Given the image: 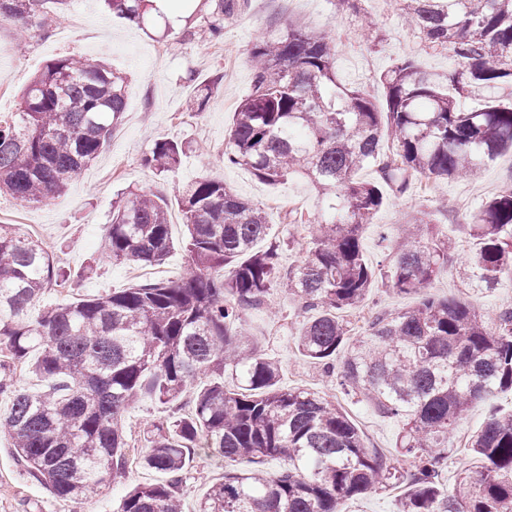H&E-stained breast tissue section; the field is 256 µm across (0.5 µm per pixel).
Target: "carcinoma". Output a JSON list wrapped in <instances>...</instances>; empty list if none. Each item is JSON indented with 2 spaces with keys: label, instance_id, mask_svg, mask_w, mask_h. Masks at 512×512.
<instances>
[{
  "label": "carcinoma",
  "instance_id": "1",
  "mask_svg": "<svg viewBox=\"0 0 512 512\" xmlns=\"http://www.w3.org/2000/svg\"><path fill=\"white\" fill-rule=\"evenodd\" d=\"M48 0H0V24L43 26ZM210 37L247 0H214ZM364 0H336L372 30ZM137 24L160 7L108 0ZM423 47L448 50L446 74L402 59L381 76L383 98L341 83L334 40L290 27L249 54L251 93L236 108L224 161L276 184L311 183L319 214L304 226L309 247L285 269L263 208L224 181L201 177L178 190L187 269L175 281L147 280L46 309L52 285L79 282L54 266L41 240L20 224H0V432L29 474L65 504H85L124 474L129 435L121 418L134 402L173 406L152 424L142 467L161 476L127 491L119 512H183L197 449L228 461L284 456L288 470L224 474L196 500L195 512H341V503L407 482L398 512H512V413L489 410L468 441L483 462L442 484L448 449L471 405L512 390V305L484 317L463 297L430 292L448 268L451 238L428 230L422 210L397 242L387 271L395 292L415 307L379 315L360 336L341 312L362 304L376 271L361 250L363 226L387 196L409 193L421 178L470 177L512 149V0H397ZM483 89L481 104L460 99ZM125 112L122 76L93 58L49 62L22 91L18 111L0 118V193L36 204L64 192L103 151ZM182 145L156 141L142 165L158 175L180 164ZM374 168L371 181L357 173ZM471 244L460 277L466 288L492 290L512 279V187L469 217ZM174 248L163 199L131 192L112 215L103 258L160 266ZM281 289L298 298L304 319L300 355L338 385L403 420L397 441L408 468L366 448L349 417L309 388L285 387L278 364L260 354L245 313ZM19 366L47 384L20 386ZM194 387L191 412L184 392Z\"/></svg>",
  "mask_w": 512,
  "mask_h": 512
}]
</instances>
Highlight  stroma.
Instances as JSON below:
<instances>
[{
    "instance_id": "obj_1",
    "label": "stroma",
    "mask_w": 512,
    "mask_h": 512,
    "mask_svg": "<svg viewBox=\"0 0 512 512\" xmlns=\"http://www.w3.org/2000/svg\"><path fill=\"white\" fill-rule=\"evenodd\" d=\"M367 14L383 34L372 44L367 31L354 16L338 14L335 0H248L246 9L224 21V38L210 40L211 0H168V13L182 15V23L168 33L152 25L128 21L108 10L102 0H51L43 16L44 28L29 39L15 40L13 25L0 26V117L14 112L22 90L51 60L66 54L96 58L126 79V111L112 132L104 151L68 190L41 204H24L11 196L0 197V220L23 227L37 226L55 264L81 279V293L93 296L137 284L131 266L115 265L102 257L104 237L112 212L122 192L144 190L169 198V222L173 239L185 232L182 212L172 200V184H187L209 174L224 179L241 196L262 207L271 225L270 235L280 241L296 237L282 250L281 262L298 264L303 256L304 229H289L283 218L298 207L306 215L317 211V193L297 178L271 187L249 171L225 165L224 137L241 100L250 92L253 70L248 51L269 34L296 25L312 32H325L336 42V72L340 81L370 94L382 93L379 77L400 59L415 57L426 71L445 73L456 66L451 53L424 52L413 31L403 23L392 0H365ZM218 81L219 86L202 113L191 112L188 102L197 87ZM167 138L185 147L180 166L172 173L156 175L142 168L140 159L154 141ZM512 187V151L501 153L475 176L456 181H421L401 198L390 199L375 215L363 236L362 248L369 262L386 269L394 258L393 246L401 226L418 211L433 212L434 223L455 242L448 269L436 281L439 296H467L484 315H494L512 304V282L503 281L492 291L464 292L457 269L469 245L468 217L481 205ZM413 297L400 296L377 278L368 301L345 312L354 329H361L375 313H393L412 305ZM280 322L270 323L264 313L246 314L256 329L266 357L277 361L282 382L290 387L313 388L334 401L359 430L367 448L396 453L402 424L359 402L338 386L335 378L298 352L294 340L298 304L281 291L268 297ZM512 409V393L504 391L493 401L472 405L448 451V466L442 473L450 483L462 467L479 469L480 463L467 448L473 432L485 422L490 406ZM153 473L130 464L127 482L102 487L78 512H116L131 484L149 482ZM0 512H68L17 460L12 441L0 434Z\"/></svg>"
}]
</instances>
